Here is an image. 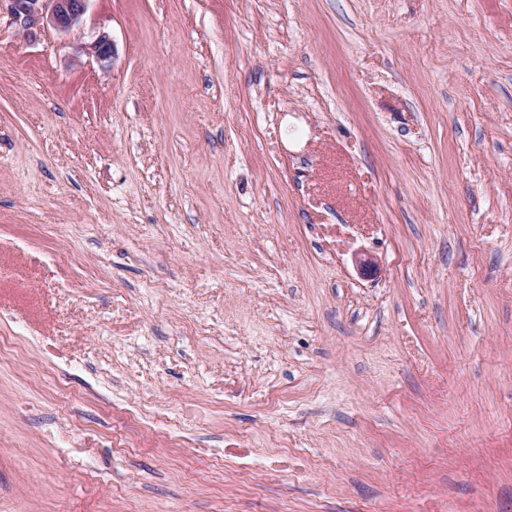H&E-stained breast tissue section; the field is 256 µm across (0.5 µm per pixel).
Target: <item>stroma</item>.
<instances>
[{"label": "stroma", "instance_id": "stroma-1", "mask_svg": "<svg viewBox=\"0 0 512 512\" xmlns=\"http://www.w3.org/2000/svg\"><path fill=\"white\" fill-rule=\"evenodd\" d=\"M14 332L0 512H512V0L1 15ZM79 55H87L98 62L107 63L113 58V43L107 34H100L94 41L77 47Z\"/></svg>", "mask_w": 512, "mask_h": 512}]
</instances>
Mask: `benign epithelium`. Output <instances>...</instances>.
Masks as SVG:
<instances>
[{
    "mask_svg": "<svg viewBox=\"0 0 512 512\" xmlns=\"http://www.w3.org/2000/svg\"><path fill=\"white\" fill-rule=\"evenodd\" d=\"M8 12L16 24L30 31L50 26L62 35L70 34L83 22L91 0H6ZM80 55L91 56L100 63L113 57V43L105 33L94 41L77 47Z\"/></svg>",
    "mask_w": 512,
    "mask_h": 512,
    "instance_id": "obj_1",
    "label": "benign epithelium"
}]
</instances>
